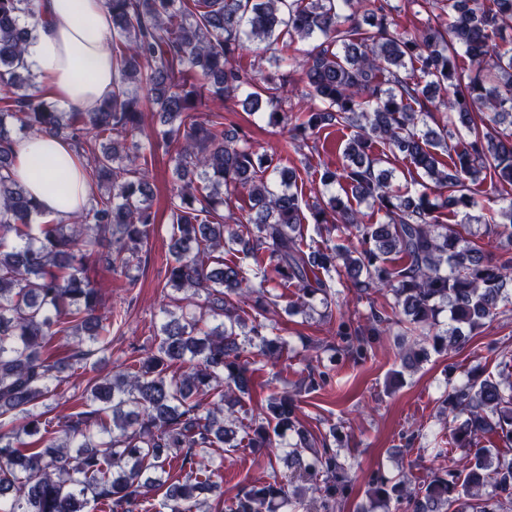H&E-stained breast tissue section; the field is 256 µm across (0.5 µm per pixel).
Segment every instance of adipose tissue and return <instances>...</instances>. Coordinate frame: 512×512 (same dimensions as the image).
I'll list each match as a JSON object with an SVG mask.
<instances>
[{"label":"adipose tissue","mask_w":512,"mask_h":512,"mask_svg":"<svg viewBox=\"0 0 512 512\" xmlns=\"http://www.w3.org/2000/svg\"><path fill=\"white\" fill-rule=\"evenodd\" d=\"M50 24L39 30L26 62L48 82L49 94L68 110L93 111L112 92V53L106 45L112 17L104 0H41ZM93 72L86 80L85 72ZM20 180L41 209L67 219L87 205L90 189L70 146L53 136L14 145Z\"/></svg>","instance_id":"1"}]
</instances>
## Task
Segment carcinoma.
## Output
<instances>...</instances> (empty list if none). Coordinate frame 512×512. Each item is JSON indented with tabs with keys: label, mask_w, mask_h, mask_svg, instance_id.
<instances>
[{
	"label": "carcinoma",
	"mask_w": 512,
	"mask_h": 512,
	"mask_svg": "<svg viewBox=\"0 0 512 512\" xmlns=\"http://www.w3.org/2000/svg\"><path fill=\"white\" fill-rule=\"evenodd\" d=\"M407 2L446 13L448 24L437 15L404 30L391 0H106L117 66L112 94L92 112H71L30 91L25 55L36 30L49 25L39 0H0V512H88L90 504L133 512L151 491L161 498L144 512H298L307 488L315 512H336L354 462L315 438L295 400L275 390L251 419L249 447L308 487L290 491L274 475L244 485L227 509L216 492L213 454L238 447L242 426L224 410L250 392L252 349L276 360L285 349L271 318L256 317L243 331L238 302L269 311L265 283L278 279L298 288L295 312L316 311L317 300L327 318L335 296L361 299L385 288L391 303H368L358 321L340 315L336 335L361 356L362 344L403 324L406 366L422 362L426 346L459 344L464 330L512 306V252L489 254L464 225L447 223L481 206L475 186L488 183L500 217L490 216L486 231L512 241V0ZM314 37L321 42L299 60L296 39ZM254 39L274 45L272 58L288 74L259 78L239 64ZM188 72L200 83L187 85ZM296 72L316 106L288 104ZM240 89L249 90L251 111L268 114V125L288 123L272 179L242 127L199 110L204 95L224 99ZM436 101L448 115L432 128ZM146 112L170 126L162 136L182 139L175 168L186 185L171 202L167 263V285L184 293L172 298L180 314L160 324L151 356L103 383L88 380L82 404L90 410L55 425L46 414L65 396L63 367L46 348L56 336L72 340L73 372L87 371L94 353L83 344L112 348L120 312L105 307L87 268L119 273L135 287L139 245L155 223L147 157L136 140ZM331 127L354 133L345 162L317 172L328 202L311 206L290 153ZM460 128L469 140H455ZM18 131L68 142L98 187L72 222L34 223L45 213L14 172ZM104 138L110 144L98 154L91 143ZM400 162L414 174L409 187L394 185L393 171L382 168ZM243 190L254 210L246 219L232 207ZM369 200L384 222L368 224L354 207ZM309 217L358 246L304 250ZM247 238L251 274L243 261L224 260ZM442 406L454 420L465 416L448 426V447L469 451L465 473L444 470L415 486L402 474L376 475L370 512H389L391 502L401 512L512 506V457L476 447L488 434L512 448V380L504 387L470 371L445 391ZM174 458L181 482L170 475Z\"/></svg>",
	"instance_id": "obj_1"
}]
</instances>
